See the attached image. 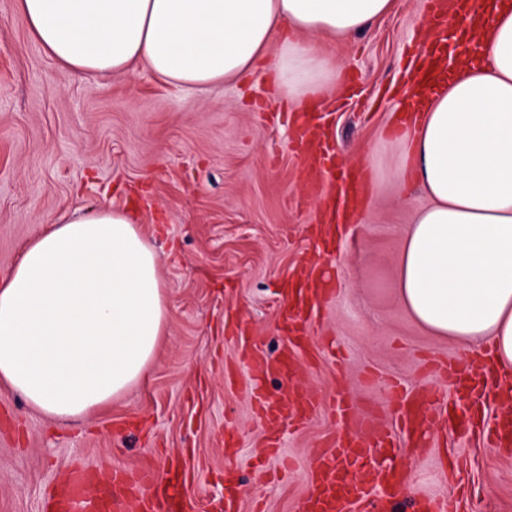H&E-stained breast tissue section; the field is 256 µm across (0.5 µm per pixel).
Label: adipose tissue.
<instances>
[{"label": "adipose tissue", "mask_w": 512, "mask_h": 512, "mask_svg": "<svg viewBox=\"0 0 512 512\" xmlns=\"http://www.w3.org/2000/svg\"><path fill=\"white\" fill-rule=\"evenodd\" d=\"M396 0H17L35 42L97 77L148 70L185 89L266 71L295 112L341 79L332 43ZM452 74L398 139L394 176L429 202L396 269L401 306L467 353L512 368V5L477 42L453 36ZM160 258L137 213L102 207L29 239L0 277V387L79 420L145 380L168 326Z\"/></svg>", "instance_id": "obj_1"}]
</instances>
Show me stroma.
Returning <instances> with one entry per match:
<instances>
[{
    "instance_id": "stroma-1",
    "label": "stroma",
    "mask_w": 512,
    "mask_h": 512,
    "mask_svg": "<svg viewBox=\"0 0 512 512\" xmlns=\"http://www.w3.org/2000/svg\"><path fill=\"white\" fill-rule=\"evenodd\" d=\"M429 2L398 0L336 45L345 82L330 138L339 164L379 179L329 253L313 238L319 205L302 197L309 172L268 82L187 91L141 69L82 77L32 40L16 0H0V276L47 224L78 209L134 207L159 253L169 305L148 378L111 407L57 422L0 390V512H46L77 466L95 490L114 469L160 473L177 462L188 473L186 512H224L231 497L238 512H295L340 401L387 424L393 383L453 405L456 390L436 366H464L465 352L398 301L403 231L426 198L391 176L385 143ZM307 261L330 269L333 291L294 372L272 373L263 387L278 396L305 386L319 406L303 426H280L271 456L241 340L253 338L268 359L285 351L279 293ZM404 465L411 496L452 501L462 480L476 491V512H512V452L451 432Z\"/></svg>"
}]
</instances>
